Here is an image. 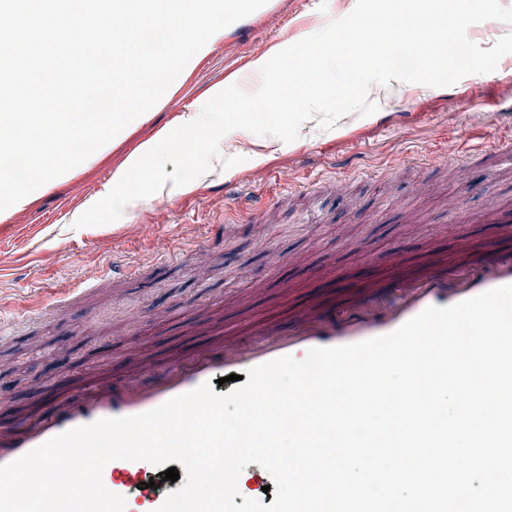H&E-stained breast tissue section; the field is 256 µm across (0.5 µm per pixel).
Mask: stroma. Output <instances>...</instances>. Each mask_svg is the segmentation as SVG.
<instances>
[{
    "label": "stroma",
    "instance_id": "stroma-1",
    "mask_svg": "<svg viewBox=\"0 0 512 512\" xmlns=\"http://www.w3.org/2000/svg\"><path fill=\"white\" fill-rule=\"evenodd\" d=\"M356 0H268L249 17L250 35L223 36L191 59L160 101L81 164L0 211V386H14L9 413L26 411L31 381L58 383L118 363L129 344L146 359L200 343L193 318L210 309L225 328L246 332L257 316L285 319L305 305L334 307L369 296L366 282L386 277L389 250L403 252L401 275L449 258L493 249L512 252V224H462L463 207L512 203V160L483 192L464 187L458 165L486 176L480 157L459 151L512 141V54L495 71L448 87L391 81L371 87L374 114L350 113L333 129L317 120L286 143L252 147L240 130L219 143L221 156L190 192L129 203L111 223L76 220L113 187L142 149L228 85L255 83L253 63L271 42L288 47L347 16ZM175 256L117 283L73 293L112 263L138 261L163 240ZM207 261V279L198 275ZM249 278H240V270Z\"/></svg>",
    "mask_w": 512,
    "mask_h": 512
}]
</instances>
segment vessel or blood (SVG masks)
<instances>
[{"mask_svg": "<svg viewBox=\"0 0 512 512\" xmlns=\"http://www.w3.org/2000/svg\"><path fill=\"white\" fill-rule=\"evenodd\" d=\"M465 224H511L512 208L490 206L460 213ZM512 285V256L483 251L463 262L432 264L416 276L390 283L385 294L362 306L327 314L309 305L285 325L255 319L246 341L219 330L186 353L146 362L132 349L115 369L93 373L69 388H34L27 398L36 408L0 423V465L69 429L105 418L148 412L167 400L214 382L223 372L249 370L282 356L304 358L309 349L359 343L389 334L430 306L447 307L497 287ZM152 466L145 461L114 460L102 474L105 487L131 497L134 481Z\"/></svg>", "mask_w": 512, "mask_h": 512, "instance_id": "1", "label": "vessel or blood"}]
</instances>
